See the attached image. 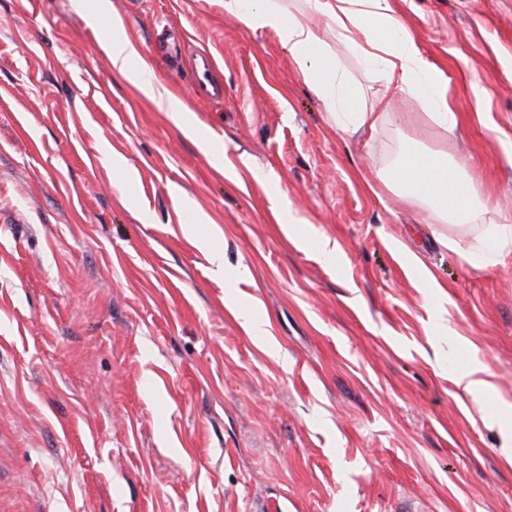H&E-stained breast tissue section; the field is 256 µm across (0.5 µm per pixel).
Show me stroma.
Masks as SVG:
<instances>
[{
  "mask_svg": "<svg viewBox=\"0 0 512 512\" xmlns=\"http://www.w3.org/2000/svg\"><path fill=\"white\" fill-rule=\"evenodd\" d=\"M394 4L454 134L394 93L347 137L224 0H108L197 141L113 67L93 0H0V512H512V254L464 262L377 179L448 154L512 225V0ZM196 61L198 72V82L196 85L197 95L205 97H219L217 88L208 79V73L211 69V58L206 53H201Z\"/></svg>",
  "mask_w": 512,
  "mask_h": 512,
  "instance_id": "35a3bbf8",
  "label": "stroma"
}]
</instances>
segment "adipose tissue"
Instances as JSON below:
<instances>
[{"label": "adipose tissue", "instance_id": "obj_1", "mask_svg": "<svg viewBox=\"0 0 512 512\" xmlns=\"http://www.w3.org/2000/svg\"><path fill=\"white\" fill-rule=\"evenodd\" d=\"M227 13L242 16L247 28L272 32L287 46L307 87L323 102L338 129L377 132L391 118L390 103L376 98L364 103L360 88L344 72L331 41L345 43L364 65L378 73L386 89L415 97L430 119L455 132L457 119L448 104L444 73L428 62L413 32L404 25L393 0H304L302 8H287L284 0H224ZM112 64L141 92L170 112L188 137L197 129L184 103L150 74L131 68L136 51L119 32L109 44ZM406 201H420L442 221L457 225L480 222L487 208L478 198L464 162L429 151H402L392 169ZM512 250V225H486L479 242L461 248L469 263L493 265Z\"/></svg>", "mask_w": 512, "mask_h": 512}]
</instances>
